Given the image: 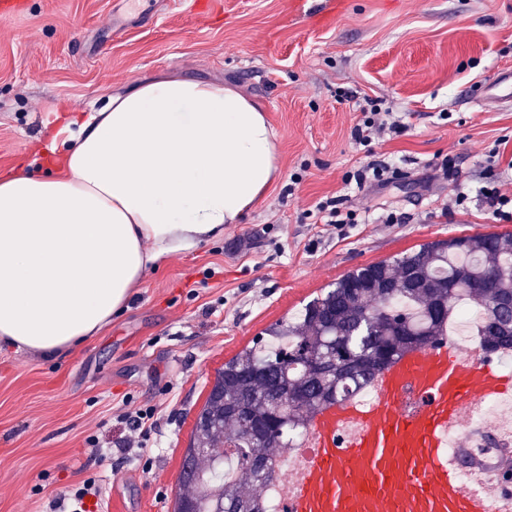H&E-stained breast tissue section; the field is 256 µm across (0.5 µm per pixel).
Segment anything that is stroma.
<instances>
[{"mask_svg":"<svg viewBox=\"0 0 512 512\" xmlns=\"http://www.w3.org/2000/svg\"><path fill=\"white\" fill-rule=\"evenodd\" d=\"M507 67L512 0H27L0 20L1 170L41 157L62 108L97 112L134 81L175 73L261 103L281 171L242 223L149 271L128 309L76 351L0 348V512H44L89 477L103 512H174L195 421L237 352L357 268L512 232L478 197L455 202L458 187L483 183L490 150L512 180V109L469 98ZM368 97L407 130L356 145ZM448 155L456 179L433 178ZM373 156L404 176L357 191L348 177ZM339 195L368 223L339 232L308 218ZM127 403L163 410L141 452L124 449Z\"/></svg>","mask_w":512,"mask_h":512,"instance_id":"35a3bbf8","label":"stroma"}]
</instances>
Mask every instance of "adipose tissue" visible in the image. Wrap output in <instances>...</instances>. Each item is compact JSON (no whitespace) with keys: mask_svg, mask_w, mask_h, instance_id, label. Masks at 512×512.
Returning a JSON list of instances; mask_svg holds the SVG:
<instances>
[{"mask_svg":"<svg viewBox=\"0 0 512 512\" xmlns=\"http://www.w3.org/2000/svg\"><path fill=\"white\" fill-rule=\"evenodd\" d=\"M279 177L265 109L229 84L165 74L56 116L42 166L0 171V345L73 350Z\"/></svg>","mask_w":512,"mask_h":512,"instance_id":"adipose-tissue-1","label":"adipose tissue"}]
</instances>
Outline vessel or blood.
I'll return each instance as SVG.
<instances>
[{
  "mask_svg": "<svg viewBox=\"0 0 512 512\" xmlns=\"http://www.w3.org/2000/svg\"><path fill=\"white\" fill-rule=\"evenodd\" d=\"M493 86L498 94L480 87L475 97L511 105L512 71ZM371 384L370 400L339 401L312 417L285 512H512V495L464 484L447 452L450 431L474 403L512 393L511 371L442 342L394 360Z\"/></svg>",
  "mask_w": 512,
  "mask_h": 512,
  "instance_id": "b4317fda",
  "label": "vessel or blood"
}]
</instances>
